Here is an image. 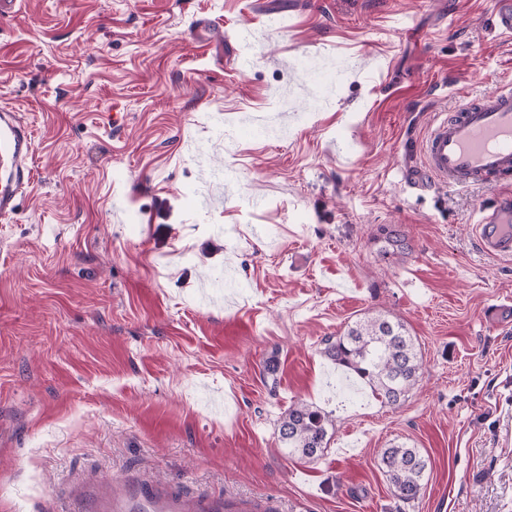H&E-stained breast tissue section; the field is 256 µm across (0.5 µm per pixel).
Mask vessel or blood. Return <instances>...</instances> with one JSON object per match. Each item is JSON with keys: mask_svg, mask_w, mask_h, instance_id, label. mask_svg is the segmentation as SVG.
I'll return each instance as SVG.
<instances>
[{"mask_svg": "<svg viewBox=\"0 0 512 512\" xmlns=\"http://www.w3.org/2000/svg\"><path fill=\"white\" fill-rule=\"evenodd\" d=\"M492 25L512 37V0H494ZM30 132L12 113L0 114V162L11 179L0 185V217L11 215L31 181ZM424 173L444 185H489L490 203L478 208V245L490 256L512 255V86H502L462 104L454 113H436L420 144ZM145 512H212L209 505L144 501Z\"/></svg>", "mask_w": 512, "mask_h": 512, "instance_id": "vessel-or-blood-1", "label": "vessel or blood"}]
</instances>
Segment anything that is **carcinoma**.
<instances>
[{"label":"carcinoma","mask_w":512,"mask_h":512,"mask_svg":"<svg viewBox=\"0 0 512 512\" xmlns=\"http://www.w3.org/2000/svg\"><path fill=\"white\" fill-rule=\"evenodd\" d=\"M381 253L397 255L402 234L383 228ZM323 355L356 381L369 388L384 404L404 400L420 376L421 362L415 342L403 321L390 315H366L342 333L325 340ZM332 419L303 402L293 403L279 425V437L289 453L300 460L319 459L328 445ZM380 468L393 496L404 504L415 501L421 490L427 460L415 448L394 445L382 451Z\"/></svg>","instance_id":"cac0c4a2"}]
</instances>
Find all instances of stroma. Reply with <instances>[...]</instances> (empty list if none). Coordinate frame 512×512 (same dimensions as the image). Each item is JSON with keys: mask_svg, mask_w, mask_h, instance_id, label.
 <instances>
[{"mask_svg": "<svg viewBox=\"0 0 512 512\" xmlns=\"http://www.w3.org/2000/svg\"><path fill=\"white\" fill-rule=\"evenodd\" d=\"M492 0H22L0 112L33 181L0 220V512L143 487L248 512H512V257L484 185L408 188L437 112L512 85ZM328 104H309L322 84ZM206 163H199V155ZM408 248L385 259L380 226ZM401 319L397 406L324 341ZM322 457L279 438L296 401ZM418 449L400 505L384 448ZM329 426H333V423L328 415L303 401H297L282 418L279 437L289 453L300 460L313 462L327 448Z\"/></svg>", "mask_w": 512, "mask_h": 512, "instance_id": "35a3bbf8", "label": "stroma"}]
</instances>
